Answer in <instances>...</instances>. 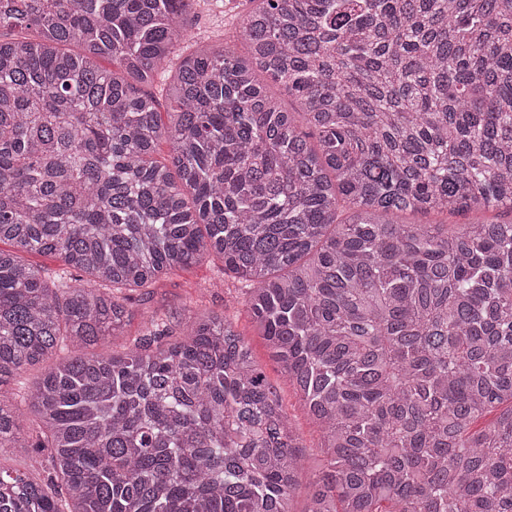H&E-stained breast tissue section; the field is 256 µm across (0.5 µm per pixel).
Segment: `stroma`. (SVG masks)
<instances>
[{
	"label": "stroma",
	"instance_id": "stroma-1",
	"mask_svg": "<svg viewBox=\"0 0 512 512\" xmlns=\"http://www.w3.org/2000/svg\"><path fill=\"white\" fill-rule=\"evenodd\" d=\"M191 18L193 32L198 37L243 55V43L236 33L239 14L228 11L224 0H195ZM204 308L225 313L248 342L257 364L278 390L283 408L303 444L304 460H311L319 443V433L303 413L293 386L270 358L264 339L254 329L242 295L233 282L219 273L217 261L208 259L188 269L171 271L148 292L132 293L122 329L95 346L94 351L103 355L124 351L142 333L150 312H160L177 322ZM0 469L40 482L49 472L48 456L39 448H6L0 450Z\"/></svg>",
	"mask_w": 512,
	"mask_h": 512
}]
</instances>
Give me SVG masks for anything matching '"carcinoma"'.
<instances>
[{
	"mask_svg": "<svg viewBox=\"0 0 512 512\" xmlns=\"http://www.w3.org/2000/svg\"><path fill=\"white\" fill-rule=\"evenodd\" d=\"M248 2L163 122L193 0H0V388L64 354L0 393V449L51 463L0 512H292L302 445L226 316L84 353L211 256L321 431L304 512H512V0Z\"/></svg>",
	"mask_w": 512,
	"mask_h": 512,
	"instance_id": "obj_1",
	"label": "carcinoma"
}]
</instances>
